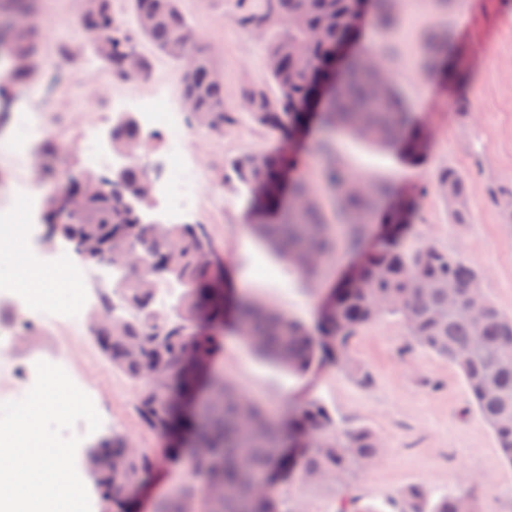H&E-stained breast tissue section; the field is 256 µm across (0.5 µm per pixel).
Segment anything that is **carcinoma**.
<instances>
[{
    "instance_id": "obj_1",
    "label": "carcinoma",
    "mask_w": 512,
    "mask_h": 512,
    "mask_svg": "<svg viewBox=\"0 0 512 512\" xmlns=\"http://www.w3.org/2000/svg\"><path fill=\"white\" fill-rule=\"evenodd\" d=\"M97 17L82 18L96 55L111 74L128 77L124 63L133 49L132 36L115 24L112 0H96ZM138 33L181 66V95L191 99L194 123L222 130L233 125L224 111V86L215 81L213 55L184 38L191 24L177 0H131ZM259 8L241 18L252 31H277L268 43L267 69L277 95L263 89L248 95L255 122L278 132L298 135L306 125L313 91L327 75L332 51L354 40L363 20V0H255ZM147 19L142 24L141 19ZM38 30L28 29L15 42L17 50L35 52ZM448 37L439 38L426 71L443 67ZM320 124L378 148L396 151L408 165L425 160L427 141L413 125L395 83L387 75L383 53L370 48L352 56L335 94L317 113ZM140 136V129L116 125L112 146L122 149ZM297 164L292 153L270 155L249 151L235 158L224 180L251 193L250 218L254 233L302 274L313 277L336 256L338 243L360 254L359 281H342L331 303L322 306L318 336L303 323L219 287L218 279L195 263L198 239L205 234L196 225L172 224L162 233L138 220L123 203L126 191L144 178L140 164H132L125 186L106 188L89 198L84 213L72 221V232L112 246V261L138 259V273L115 285L116 299L105 302L112 320L93 328L96 340L112 362L138 386L137 411L143 425L168 439V452L184 454L204 487H224V501L207 505L206 512H282L269 493L256 490L251 475L268 471L300 484L340 480L357 464L374 461L381 448L368 428L344 429L319 402L310 401L285 421L246 397L234 385L215 376L197 377L195 367L211 360L220 345L227 320L242 325L257 343L254 353L295 372L306 370L316 352L337 370L359 382L368 374L348 352L351 339L385 314L402 317L410 338L419 346L454 364L472 395L476 409L491 428L498 448L512 464V316L501 312L482 286L481 274L457 255L402 232L407 202L401 200L385 217L377 243L363 248L368 219L390 188L355 179L328 168L325 189L334 194L343 220L329 224L317 191L304 179L285 182ZM435 189L448 203L455 223L467 224L471 208L464 178L452 169L440 172ZM308 198L292 213L288 194ZM182 265L177 281L183 286L173 317L155 309V287L166 276L163 257ZM444 280L455 289V305L448 291L427 284ZM477 305V320L458 310ZM207 389L204 421L184 408V402ZM199 451L188 452L185 440ZM157 469L155 455L129 447L117 434L99 446L94 479L105 512H132L133 492ZM416 491L407 493L400 512H476L470 497L441 498L426 511Z\"/></svg>"
}]
</instances>
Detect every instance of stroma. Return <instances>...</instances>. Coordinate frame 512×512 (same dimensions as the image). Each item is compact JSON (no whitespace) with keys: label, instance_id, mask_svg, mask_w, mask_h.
Here are the masks:
<instances>
[{"label":"stroma","instance_id":"stroma-1","mask_svg":"<svg viewBox=\"0 0 512 512\" xmlns=\"http://www.w3.org/2000/svg\"><path fill=\"white\" fill-rule=\"evenodd\" d=\"M42 2L35 19L42 36L33 73L0 116V202L19 215L20 182L51 192L88 169L84 139L89 127H97L107 149L120 116L166 105L188 134L184 154L200 177L196 203L177 216V223L203 225L239 293L316 329L320 304L343 278L351 255L339 250L319 277L302 275L252 232L247 190L222 179L229 162L243 152H276L289 146L281 133L254 123L247 109L250 89H274L266 70L268 37L254 35L240 22L247 4L177 0L200 35L199 49L214 55L221 72L224 109L234 123L219 132L191 122L180 94V66L147 39L140 36L134 42L150 64L147 72L112 76L83 32L84 0ZM442 31L448 34L454 61L467 75L465 89L423 71L428 40ZM361 43L384 49L388 73L408 112L428 134L427 156L423 164L409 166L393 151L315 125L299 144L301 173L318 183L324 169L333 165L417 194L411 218L416 238L473 265L489 298L512 315V213L498 202L512 190V0H395L388 23L379 25L366 17ZM40 112L45 128L32 134V157L24 166L12 145L16 122ZM48 142L56 145L54 154H44ZM446 169L459 172L466 182L470 223H454L447 204L432 189L437 174ZM23 224L18 219L0 230V280L15 279L25 268L21 256L32 244ZM115 280L111 270H95L76 324L52 330L39 325L26 334L14 331L9 350L0 338V392L27 394L35 382L27 363L36 357L63 363L71 380L91 398L101 418L99 429L74 430L81 438L76 469L91 512H103V504L84 466L89 448L116 433L143 451L154 453L162 446L139 420L137 385L113 368L93 334L92 317L102 313V300L111 294ZM349 351L369 374V384L319 359L307 371L289 372L254 355L233 328L224 330V347L212 362L215 375L283 418L309 401H320L342 427L369 428L382 444L375 461L342 480L276 484L273 494L283 512H334L346 491L374 512H392L393 502L413 489L431 504L442 495L464 492L479 512H512V465L503 459L491 429L472 406L461 373L448 359L417 346L394 314L363 327ZM193 484L186 460H163L140 493L138 512H155L159 502Z\"/></svg>","mask_w":512,"mask_h":512}]
</instances>
